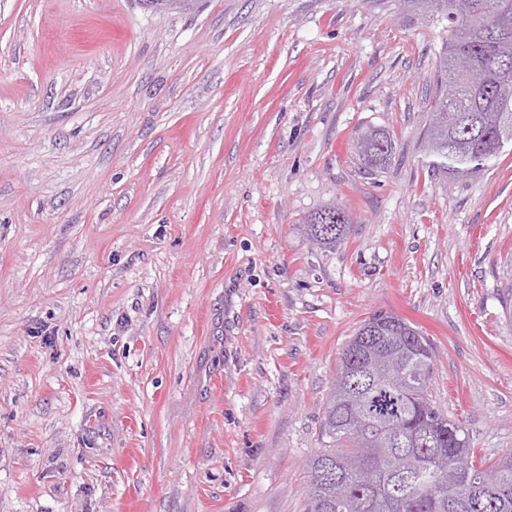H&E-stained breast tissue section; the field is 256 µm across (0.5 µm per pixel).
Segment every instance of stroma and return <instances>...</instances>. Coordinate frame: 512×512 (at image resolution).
Returning a JSON list of instances; mask_svg holds the SVG:
<instances>
[{
    "mask_svg": "<svg viewBox=\"0 0 512 512\" xmlns=\"http://www.w3.org/2000/svg\"><path fill=\"white\" fill-rule=\"evenodd\" d=\"M443 36L401 0H0V512H303L378 311L512 450V144L433 177ZM332 205L324 251L297 226ZM355 148L359 159L372 169L385 168L395 153L391 136L373 127L366 128L359 134ZM350 214L342 207L331 206L311 215L300 230L319 249H333L346 238Z\"/></svg>",
    "mask_w": 512,
    "mask_h": 512,
    "instance_id": "obj_1",
    "label": "stroma"
}]
</instances>
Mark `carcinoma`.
Masks as SVG:
<instances>
[{"label":"carcinoma","instance_id":"cac0c4a2","mask_svg":"<svg viewBox=\"0 0 512 512\" xmlns=\"http://www.w3.org/2000/svg\"><path fill=\"white\" fill-rule=\"evenodd\" d=\"M446 23L428 103L425 154L433 170L466 181L489 170L512 142V0H401ZM464 55L485 68L466 81ZM360 160L383 169L391 136L363 130ZM350 214L331 206L301 225L319 249L346 238ZM436 352L418 326L394 314L369 317L339 353L319 428L322 448L307 462L304 512H512V453L487 463L463 427L436 401ZM497 477L485 481V471Z\"/></svg>","mask_w":512,"mask_h":512}]
</instances>
